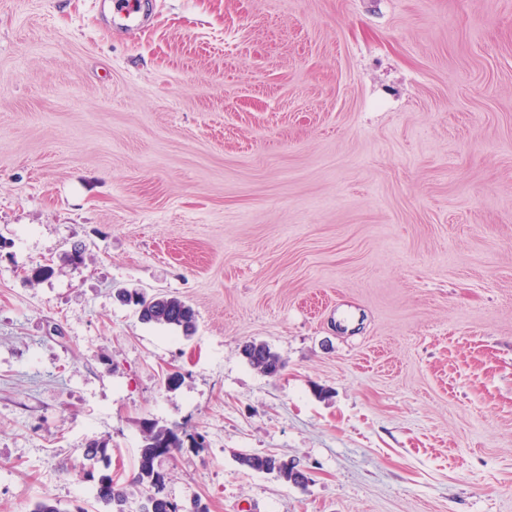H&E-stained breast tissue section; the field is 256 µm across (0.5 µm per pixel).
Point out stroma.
Wrapping results in <instances>:
<instances>
[{"mask_svg": "<svg viewBox=\"0 0 512 512\" xmlns=\"http://www.w3.org/2000/svg\"><path fill=\"white\" fill-rule=\"evenodd\" d=\"M143 11L0 0V512L150 423L210 512H512V0ZM126 302L138 308L140 319L145 323L181 328L184 334L195 327L193 310L176 297L155 296L148 298L143 292L125 290ZM244 355L249 363L266 375L275 376L283 368V363L275 352L264 343H252L245 347ZM111 448L108 447V443L105 441H91L86 448L82 450V458L85 462H88L90 466H94L96 463L102 462L106 468H109L111 462ZM238 461L249 470L275 473L279 478L295 485H302L304 482L303 474L296 469L294 463L273 454H243L239 456Z\"/></svg>", "mask_w": 512, "mask_h": 512, "instance_id": "stroma-1", "label": "stroma"}]
</instances>
